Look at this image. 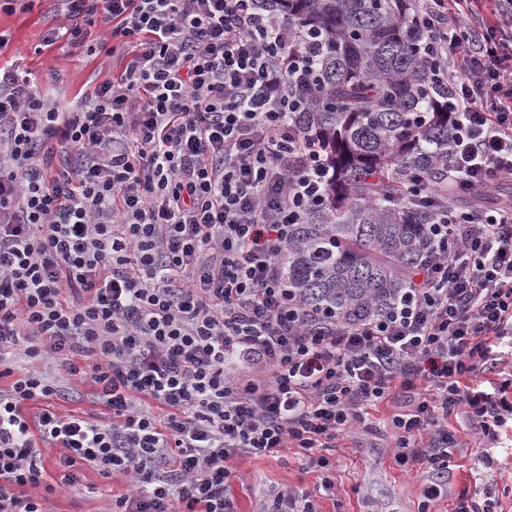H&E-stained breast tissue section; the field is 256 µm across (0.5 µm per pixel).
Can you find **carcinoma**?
<instances>
[{"label": "carcinoma", "mask_w": 512, "mask_h": 512, "mask_svg": "<svg viewBox=\"0 0 512 512\" xmlns=\"http://www.w3.org/2000/svg\"><path fill=\"white\" fill-rule=\"evenodd\" d=\"M290 25L317 37L320 86L298 124L332 178L279 258L290 295L340 323L381 318L432 251L436 204L408 195V179L448 180V103L417 54L409 0H287Z\"/></svg>", "instance_id": "cac0c4a2"}]
</instances>
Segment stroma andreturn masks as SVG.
I'll return each instance as SVG.
<instances>
[{"label":"stroma","mask_w":512,"mask_h":512,"mask_svg":"<svg viewBox=\"0 0 512 512\" xmlns=\"http://www.w3.org/2000/svg\"><path fill=\"white\" fill-rule=\"evenodd\" d=\"M52 0H35L32 9L11 12L0 10V35L7 40L0 48V66L20 65L35 78L57 77L67 97L90 91L94 82L111 79L116 60L108 62L67 49L52 47L35 53L44 31L56 24ZM55 405L60 414L91 413L108 418L109 413L94 403L88 383L58 380ZM396 402H384L370 408L372 425L356 430L325 455L333 464L335 496L318 497L320 512H418L428 472L420 463L400 465L390 451L393 441L390 418ZM448 426L460 440L448 473V486L439 501L440 512H452L461 491H468L477 502L498 500L502 512H512V449L485 451L476 439L473 422L465 408L448 417ZM491 465H484V456ZM231 492L239 512H254L257 504L275 491L285 488L316 490L320 473L307 468L295 450H286L274 458L242 457L231 462ZM122 484L102 478L97 471L84 473L77 491L58 490L48 494L52 512H112V494Z\"/></svg>","instance_id":"obj_1"}]
</instances>
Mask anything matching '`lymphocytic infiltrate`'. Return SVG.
<instances>
[{"mask_svg": "<svg viewBox=\"0 0 512 512\" xmlns=\"http://www.w3.org/2000/svg\"><path fill=\"white\" fill-rule=\"evenodd\" d=\"M57 42L117 76L68 99L0 67V512H50L60 483L123 478L113 512H238L229 463L321 448L366 426L393 386L398 463L424 464L433 512L457 436L497 447L512 402L470 386L512 335V208L427 232L435 252L372 323L315 318L278 258L325 189L292 121L314 95L310 36L258 0H55ZM419 53L448 92L449 192L512 178V0H418ZM91 385L104 424L59 414L58 376ZM40 402L27 415L26 402Z\"/></svg>", "mask_w": 512, "mask_h": 512, "instance_id": "lymphocytic-infiltrate-1", "label": "lymphocytic infiltrate"}]
</instances>
